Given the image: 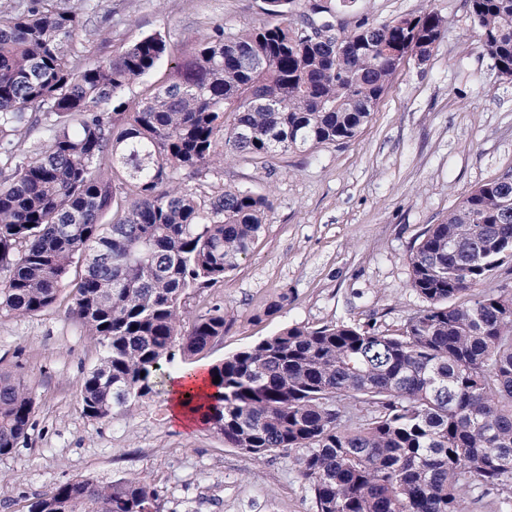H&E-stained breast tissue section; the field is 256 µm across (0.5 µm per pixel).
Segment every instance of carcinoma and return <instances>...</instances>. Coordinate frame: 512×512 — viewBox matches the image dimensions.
<instances>
[{
    "label": "carcinoma",
    "mask_w": 512,
    "mask_h": 512,
    "mask_svg": "<svg viewBox=\"0 0 512 512\" xmlns=\"http://www.w3.org/2000/svg\"><path fill=\"white\" fill-rule=\"evenodd\" d=\"M264 3L265 23L216 24L188 53L153 34L87 62L72 52L75 11L0 5V316L36 315L69 289L102 347L80 384L89 418L129 409L176 354L202 353L229 325L215 304L181 333L187 299L249 256L271 200L199 194L184 179L233 156L265 165L355 139L405 61H426L447 32L435 11L363 17L347 32L334 18L354 0ZM466 3L511 80L512 0ZM165 59L169 73L148 83ZM38 128L43 147L25 150ZM510 199L507 172L425 229L409 257L425 305L400 328L292 325L213 364L210 428L255 459L295 453L315 512H468L488 497L512 512V288L483 289L512 262ZM33 405L0 371L1 456L26 436ZM29 512L163 508L136 478L77 479Z\"/></svg>",
    "instance_id": "obj_1"
}]
</instances>
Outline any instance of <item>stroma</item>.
I'll use <instances>...</instances> for the list:
<instances>
[{"label": "stroma", "mask_w": 512, "mask_h": 512, "mask_svg": "<svg viewBox=\"0 0 512 512\" xmlns=\"http://www.w3.org/2000/svg\"><path fill=\"white\" fill-rule=\"evenodd\" d=\"M86 27L80 60L112 57L151 34L190 47L221 23L265 21L263 0H62ZM439 12L445 37L424 64L403 65L372 121L353 141L289 153L268 164L230 158L191 186L247 187L271 208L249 257L223 282L191 295L190 315L211 305L230 321L223 340L192 358L210 365L300 324L375 322L400 328L423 306L410 286L419 235L477 185L512 171V82L491 68L465 0H358L356 15L378 22ZM280 311L267 306L280 293ZM61 297L31 317H0V369L28 386L31 426L0 456V512H28L35 497L71 479L106 484L137 477L165 512H313L291 457L260 460L225 446L207 426L170 417L166 385L103 421L81 412L79 383L102 349Z\"/></svg>", "instance_id": "1"}]
</instances>
